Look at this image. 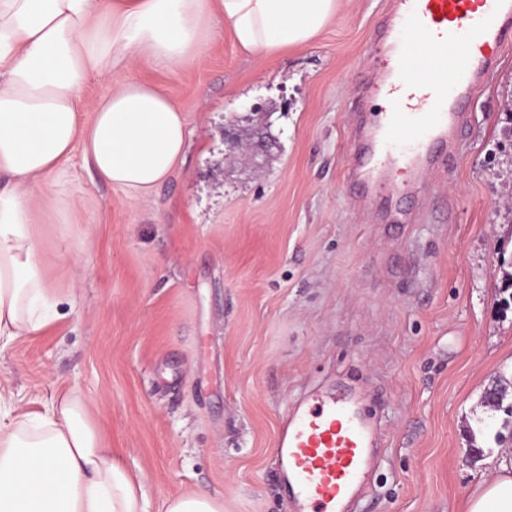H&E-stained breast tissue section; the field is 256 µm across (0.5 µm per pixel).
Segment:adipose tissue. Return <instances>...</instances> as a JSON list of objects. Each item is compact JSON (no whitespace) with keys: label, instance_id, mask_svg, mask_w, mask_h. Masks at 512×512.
Instances as JSON below:
<instances>
[{"label":"adipose tissue","instance_id":"1","mask_svg":"<svg viewBox=\"0 0 512 512\" xmlns=\"http://www.w3.org/2000/svg\"><path fill=\"white\" fill-rule=\"evenodd\" d=\"M338 2L0 0V351L60 317L40 227L72 221L56 182L73 152L133 198L148 197L184 152L183 112L148 82L93 100L88 88L142 59L162 71L201 66L217 20L252 52L304 45ZM0 512H147V501L76 393L20 414L0 391ZM465 512H512V462Z\"/></svg>","mask_w":512,"mask_h":512}]
</instances>
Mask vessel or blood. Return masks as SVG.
Listing matches in <instances>:
<instances>
[{
  "mask_svg": "<svg viewBox=\"0 0 512 512\" xmlns=\"http://www.w3.org/2000/svg\"><path fill=\"white\" fill-rule=\"evenodd\" d=\"M512 0H388L378 27L387 110L362 128L352 158L356 200L368 206L371 173L394 162L418 176L454 160L470 130L477 90L497 65L501 20ZM372 431L349 395L314 393L287 413L275 448L296 512H347L368 466Z\"/></svg>",
  "mask_w": 512,
  "mask_h": 512,
  "instance_id": "vessel-or-blood-1",
  "label": "vessel or blood"
}]
</instances>
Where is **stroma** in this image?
I'll return each mask as SVG.
<instances>
[{"label":"stroma","mask_w":512,"mask_h":512,"mask_svg":"<svg viewBox=\"0 0 512 512\" xmlns=\"http://www.w3.org/2000/svg\"><path fill=\"white\" fill-rule=\"evenodd\" d=\"M386 0H340L308 44L251 53L226 24L201 67L113 69L183 111L184 154L146 201L80 157L59 186L71 225L43 227L63 288L45 332L0 352V385L23 412L70 390L130 467L149 512L207 494L224 512H293L274 448L282 410L333 386L362 397L381 447L359 512H463L502 449L470 429L495 381L512 402V26L453 165L400 189L411 227L386 224L392 195L357 208L348 167L372 111L374 30ZM270 113L262 171L225 157L224 130ZM484 452L465 461L470 446Z\"/></svg>","instance_id":"1"}]
</instances>
